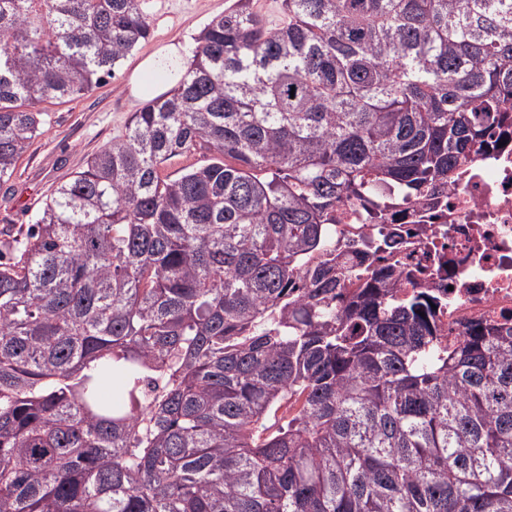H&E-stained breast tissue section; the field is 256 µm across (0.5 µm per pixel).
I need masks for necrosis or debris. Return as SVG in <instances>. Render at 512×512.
Listing matches in <instances>:
<instances>
[{"label":"necrosis or debris","instance_id":"obj_1","mask_svg":"<svg viewBox=\"0 0 512 512\" xmlns=\"http://www.w3.org/2000/svg\"><path fill=\"white\" fill-rule=\"evenodd\" d=\"M386 222L407 231L385 257L406 272L402 291L448 297L436 311L442 344L459 343L477 324L512 325V120L449 182L441 206L420 199L388 211Z\"/></svg>","mask_w":512,"mask_h":512}]
</instances>
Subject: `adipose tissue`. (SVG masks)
I'll return each mask as SVG.
<instances>
[{
  "label": "adipose tissue",
  "instance_id": "1",
  "mask_svg": "<svg viewBox=\"0 0 512 512\" xmlns=\"http://www.w3.org/2000/svg\"><path fill=\"white\" fill-rule=\"evenodd\" d=\"M186 46L169 43L145 57L129 77L133 98L155 97L175 88L188 68Z\"/></svg>",
  "mask_w": 512,
  "mask_h": 512
}]
</instances>
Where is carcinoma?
<instances>
[{
	"label": "carcinoma",
	"mask_w": 512,
	"mask_h": 512,
	"mask_svg": "<svg viewBox=\"0 0 512 512\" xmlns=\"http://www.w3.org/2000/svg\"><path fill=\"white\" fill-rule=\"evenodd\" d=\"M143 4L0 0L1 182ZM285 5L234 0L0 243V512H512V327L442 349L376 241L310 262L344 201L435 206L506 121L512 0ZM254 8L270 28L279 27L287 20L283 0H254Z\"/></svg>",
	"instance_id": "1"
}]
</instances>
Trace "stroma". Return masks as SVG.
Masks as SVG:
<instances>
[{"mask_svg":"<svg viewBox=\"0 0 512 512\" xmlns=\"http://www.w3.org/2000/svg\"><path fill=\"white\" fill-rule=\"evenodd\" d=\"M232 0H144L151 36L92 91L60 104H44L43 133L19 159L8 182L0 184V240L30 231L35 212L53 189L86 158L124 134L141 100L132 98L127 78L136 63L159 47L181 42L196 47L209 21Z\"/></svg>","mask_w":512,"mask_h":512,"instance_id":"1","label":"stroma"}]
</instances>
